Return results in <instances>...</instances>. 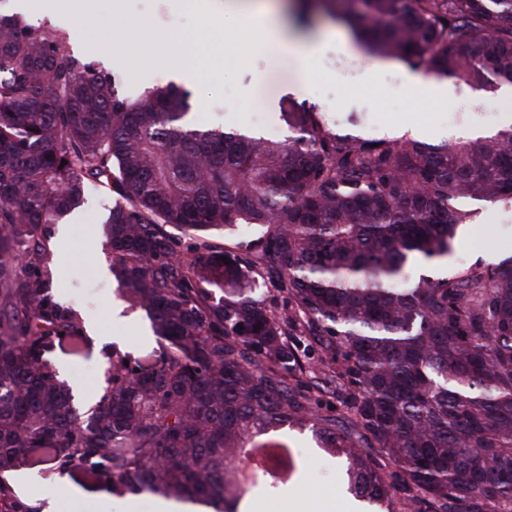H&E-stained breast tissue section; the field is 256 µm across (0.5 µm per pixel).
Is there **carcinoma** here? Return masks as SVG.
<instances>
[{"label": "carcinoma", "mask_w": 512, "mask_h": 512, "mask_svg": "<svg viewBox=\"0 0 512 512\" xmlns=\"http://www.w3.org/2000/svg\"><path fill=\"white\" fill-rule=\"evenodd\" d=\"M359 3L312 7L426 77L512 85V0ZM190 108L174 85L129 100L62 33L0 17V512H32L8 480L20 466L238 512L241 479L277 493V472L299 473L271 434L288 421L312 423L370 503L512 512V256L448 270L465 203H512V124L367 139L301 105L274 140L195 125ZM91 184L112 195V276L159 354L113 355L82 408L45 359L88 343L49 292V225ZM332 381L342 430L318 417ZM361 437L383 466L357 453Z\"/></svg>", "instance_id": "cac0c4a2"}]
</instances>
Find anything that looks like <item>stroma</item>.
<instances>
[{"mask_svg": "<svg viewBox=\"0 0 512 512\" xmlns=\"http://www.w3.org/2000/svg\"><path fill=\"white\" fill-rule=\"evenodd\" d=\"M67 20L49 14L26 13L33 24H46L63 33L73 54L105 69L116 78L121 95L136 98L145 90L174 83L172 67L185 47L183 38H194L205 27L203 16L184 7L182 0H125L121 14L112 11V0H70ZM211 64L203 66L187 89L193 95L192 117L209 128L252 127L282 139L288 127L281 114L289 106L315 108L341 132L366 138L405 139L410 125L425 127V139L440 142L467 136L470 129L504 126L512 115V93L476 91L454 84V96L468 97L472 112L456 124L448 122V102L421 98L414 86L388 85L385 79L340 84L327 58L342 55L337 41L324 44L312 62V75L302 79L289 58L272 60L257 29L234 19L224 21V32L214 35L209 48ZM112 198L92 187L86 205L66 220L65 236H52L55 266L52 292L82 319H95L97 334L82 355L52 348L48 360L70 385L82 386L87 396L104 387L112 354L143 361L155 348L154 336L143 311L132 308L117 292L109 271L112 259L104 244L101 222ZM465 244L457 245L448 259L452 268L485 265L512 255V204L475 202ZM300 458V476L278 494L249 496V512H290L295 497H302L304 512H324L327 499H336L349 512H400L402 501L391 506L363 505L353 500L346 475L347 463L328 455L309 427L289 428ZM136 501L138 512H154L155 497L142 492L126 496L108 493L101 485L83 482L78 493L64 501L62 512H123L126 501Z\"/></svg>", "mask_w": 512, "mask_h": 512, "instance_id": "35a3bbf8", "label": "stroma"}]
</instances>
